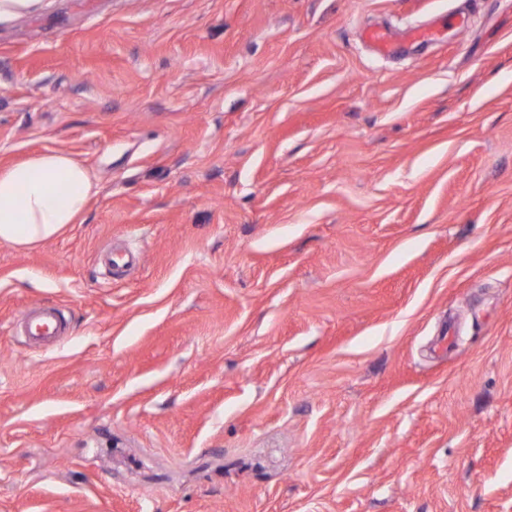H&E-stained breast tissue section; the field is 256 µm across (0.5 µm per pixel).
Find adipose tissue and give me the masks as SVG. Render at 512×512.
<instances>
[{
	"label": "adipose tissue",
	"instance_id": "adipose-tissue-1",
	"mask_svg": "<svg viewBox=\"0 0 512 512\" xmlns=\"http://www.w3.org/2000/svg\"><path fill=\"white\" fill-rule=\"evenodd\" d=\"M93 185L86 168L52 152L0 168V244L28 247L84 214Z\"/></svg>",
	"mask_w": 512,
	"mask_h": 512
}]
</instances>
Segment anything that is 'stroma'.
<instances>
[{
    "instance_id": "stroma-1",
    "label": "stroma",
    "mask_w": 512,
    "mask_h": 512,
    "mask_svg": "<svg viewBox=\"0 0 512 512\" xmlns=\"http://www.w3.org/2000/svg\"><path fill=\"white\" fill-rule=\"evenodd\" d=\"M50 152L0 512H512V0H0V166ZM33 326L35 332L33 334ZM24 333L41 338H51L58 335L59 320L54 310L39 308L29 311L23 319Z\"/></svg>"
}]
</instances>
